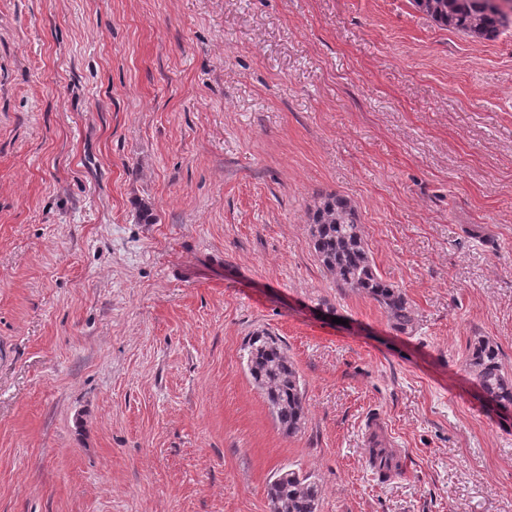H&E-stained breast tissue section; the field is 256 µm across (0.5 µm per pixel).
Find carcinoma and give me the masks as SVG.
Here are the masks:
<instances>
[{"label": "carcinoma", "mask_w": 512, "mask_h": 512, "mask_svg": "<svg viewBox=\"0 0 512 512\" xmlns=\"http://www.w3.org/2000/svg\"><path fill=\"white\" fill-rule=\"evenodd\" d=\"M414 4L439 25L470 37L494 39L508 21V15L490 0H414ZM309 224L314 253L336 287L374 300L394 330L412 331V306L400 288L377 273L351 200L336 193L324 196L310 211ZM244 358L278 428L288 436L301 432L306 423L304 384L283 340L257 330L245 344ZM468 366L487 401L512 407V377L503 370L497 345L477 339ZM266 497L270 512H319L321 490L311 475L286 469L267 483Z\"/></svg>", "instance_id": "obj_1"}]
</instances>
